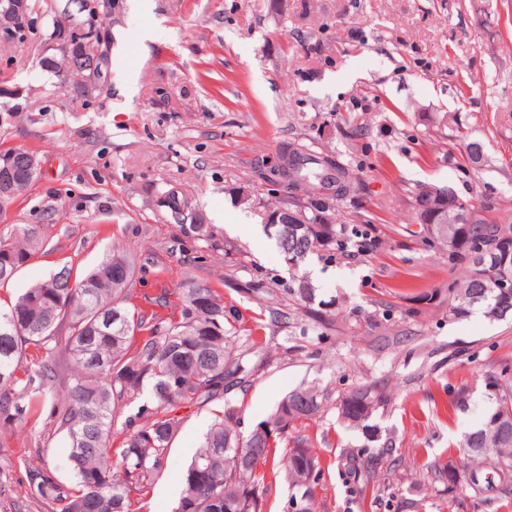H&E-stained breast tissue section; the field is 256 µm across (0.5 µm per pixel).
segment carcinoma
Wrapping results in <instances>:
<instances>
[{
    "mask_svg": "<svg viewBox=\"0 0 512 512\" xmlns=\"http://www.w3.org/2000/svg\"><path fill=\"white\" fill-rule=\"evenodd\" d=\"M54 12L79 31L72 51L88 46L93 18L87 0H55ZM42 31L43 64L56 69L48 45L56 30L19 25L8 29L11 41L23 43ZM302 160L289 166L285 188H302L308 194L298 223L279 220L276 235L289 269L299 270L317 255L333 260L336 252L353 247L358 253L382 246L376 227L353 239L348 225L334 224L326 213L336 204L355 202L360 182L351 166L324 155L304 142H291L282 151ZM332 185L329 202L318 197L321 184ZM434 200L439 213L435 223L424 225L422 243L428 250L448 251V319L456 320L474 310L491 321L512 320V288H500L499 280L512 281V261L499 267L501 247L512 246V219L501 220L490 200L480 208L488 215L476 224H462L463 203L448 188L424 186L414 201ZM162 204L186 234L208 240L203 216L190 200L175 190L165 192ZM43 247L39 228L21 224L9 237H0V284L15 274ZM464 265L463 275L455 276ZM133 267L118 248L106 253L91 270L77 276L68 267L19 294L0 308V447L14 427L31 420V400L52 398L44 425L65 437L71 482L62 483L47 466L29 469L35 498L49 512H130V495L149 491L160 472L168 448L178 431L173 411L183 406L206 407L224 400L236 388L252 382L256 365L230 355L229 343L238 335L229 320L224 298L206 285L192 281L173 294L162 288L144 305L128 301ZM283 288L305 304L313 296L306 276ZM146 336L134 345L136 332ZM34 347L37 360L27 361ZM485 389L490 405L480 428L461 441L464 456L491 453L497 458V479L483 476L474 467L436 475L448 480V490L461 485L480 495L483 486L496 488L502 497L512 496V390L488 378ZM148 392L154 412L141 406L119 422L123 408ZM384 404L381 393L369 386L338 397V418L363 430ZM325 412V401L312 388L288 393L269 420L264 433H251L241 441L231 425L240 421L238 410L227 406L217 415L197 448L184 475V490L175 512H266L265 465L277 440L300 420ZM122 436L118 447L112 437ZM293 447L281 459L291 494L292 512H311L313 485L318 467L306 441L295 437Z\"/></svg>",
    "mask_w": 512,
    "mask_h": 512,
    "instance_id": "carcinoma-1",
    "label": "carcinoma"
}]
</instances>
